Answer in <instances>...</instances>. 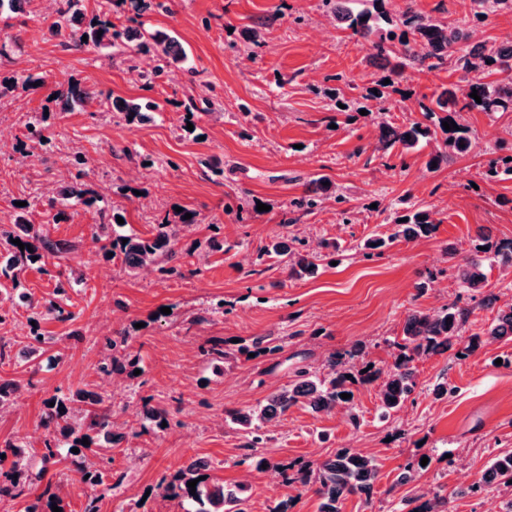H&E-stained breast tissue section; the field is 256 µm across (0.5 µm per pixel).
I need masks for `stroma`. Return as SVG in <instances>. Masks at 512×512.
<instances>
[{
  "instance_id": "stroma-1",
  "label": "stroma",
  "mask_w": 512,
  "mask_h": 512,
  "mask_svg": "<svg viewBox=\"0 0 512 512\" xmlns=\"http://www.w3.org/2000/svg\"><path fill=\"white\" fill-rule=\"evenodd\" d=\"M415 5L488 44L512 30V13L479 22L469 0ZM275 10L280 17L262 29L261 46L246 43L248 25ZM298 16L303 24H295ZM52 21L49 0L0 8V127L20 134L26 120L53 109L48 96L55 83L70 78L94 90L96 99L49 118L47 147L26 157L0 151V224L13 223L15 204L24 200L31 203L28 220L48 224V204L71 177L69 159L77 151L88 160L83 181L97 207L71 210L66 221L48 224L53 239L75 250L62 261L59 278L27 269L0 323V344L8 351L0 379L18 386L0 411V442L27 445L19 466L0 464V479L20 471L26 489L0 504V512H24L29 490L49 483L61 512H86L91 503L98 512H183L159 485L173 481L189 459L206 462L209 478L247 485L248 512H275L283 502L288 512H318L314 485L296 476L316 473L341 448L368 454L379 466L371 496H346L341 512H395L401 499L418 506L437 495L447 499L440 512H505V499L477 483L492 457L512 449V340L464 358L451 349L417 359L418 387L387 419L375 382L354 385L351 414L341 407L320 414L291 407L268 429L262 448L248 447L226 416L288 386L298 368L327 376L331 356L352 348L359 354L348 369H389L408 312L455 300L457 266L474 255L478 228L494 243L512 239V180L482 177L499 143L512 145V113H466L476 144L470 153H449L440 168L427 167L424 149L393 167L373 152L379 125L421 120L418 100L461 85L460 75L409 69L399 92L367 102L383 72L366 62L363 40L338 28L320 0H152L144 26L176 36L188 53L185 67L153 86L141 77L150 57L75 49L51 33ZM23 71L44 76V86L12 85L11 77ZM340 72L347 81L342 110L329 95ZM116 97L148 98L157 109L148 121L129 124L110 110ZM205 99L219 102V109L188 116L190 101ZM366 104L370 112L360 114ZM217 167L223 176L214 175ZM322 176L346 197L354 222L345 223L340 205L328 199L282 225L289 203L318 190ZM407 196L435 211L434 234L397 240L363 257L367 238L392 234L393 205ZM101 208L121 212L125 231L141 235L175 209L194 212L195 223L177 243L187 253L183 277L165 279L152 267L133 277L105 259L92 240ZM277 234L300 238L311 250L324 242L339 250L327 252L315 276L295 279L287 263L263 252ZM213 237L220 249L207 247ZM60 281L69 285L70 319L46 316L30 326L29 303L53 300ZM484 292L498 302L475 310L469 332L487 327L498 305L512 301V271L493 266ZM34 328L47 342L32 357L26 345ZM120 332L139 372L120 374L116 387L99 366L108 354L104 337ZM259 336L271 338L274 353L254 354ZM216 341L232 353L219 367L200 353ZM441 383L455 386V396H436ZM80 391L101 397L122 426L123 438L110 451L109 492L82 482L68 457L42 460L47 400ZM150 405L166 411L170 427L156 425L146 412ZM261 457L271 468L257 469ZM409 465L416 468L414 480L398 484Z\"/></svg>"
}]
</instances>
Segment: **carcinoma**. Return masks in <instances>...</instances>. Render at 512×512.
Wrapping results in <instances>:
<instances>
[{
	"instance_id": "cac0c4a2",
	"label": "carcinoma",
	"mask_w": 512,
	"mask_h": 512,
	"mask_svg": "<svg viewBox=\"0 0 512 512\" xmlns=\"http://www.w3.org/2000/svg\"><path fill=\"white\" fill-rule=\"evenodd\" d=\"M54 21L50 25L52 32L59 34L70 30L69 38L77 47L94 46L103 48L125 47L139 54H150L154 65L141 74L149 85L163 78L171 66L182 63L187 55L179 42L172 36L144 28L139 22L135 26L117 27L112 24V0H107V11L92 16L84 21L81 0H56ZM322 8L333 19L352 34L363 38L367 45L368 59L374 65L387 71L385 78L389 84L381 87H395L406 69L434 71L453 64L455 70L473 75L466 80L465 88L456 92L446 89L437 97H422L418 107L424 121L408 125L383 123L378 127L375 150L391 155L397 147L408 153L425 144H436L431 152L429 162L438 164L448 160L443 148L450 147L458 154L468 153L474 146L469 126L462 122L464 112H512V51L480 44H467L469 35L462 28L423 14L414 0H405L402 8H392L391 0H321ZM512 12V0H470V12L477 19L489 17L500 12ZM279 18L275 10L256 21L249 28L250 43L261 46L258 40L259 28L272 25ZM87 40H82V37ZM492 80H486V76ZM477 92L481 102L470 97ZM56 98L52 102L65 112L74 102L90 103L94 97L79 83L68 79L57 84L54 90ZM157 109L156 103L149 99L112 100V111L117 117L145 121L148 113ZM454 121L458 129L445 130L442 123ZM47 116L28 122L19 145L34 149L45 145L49 139ZM70 164L76 169L71 185L57 194L50 202L51 222L66 218V209L78 204H93L91 190L81 183L86 157L80 152L72 155ZM504 176H512V160L506 157L491 158L487 161L483 177L487 181H496ZM323 198L316 193L307 194L291 201V209L310 211L321 204ZM118 213L101 210L98 213V234L95 242L102 243V248L119 260L128 275L134 276L138 270L148 264L169 277L183 276L182 259L184 255L176 247L178 225L166 220L155 225L148 236L136 233L118 234L115 226ZM403 217L394 219L397 230L390 237H374L367 240L363 249L366 256L380 249L386 242L402 239L406 242L430 236L437 224L434 212L429 208L414 204ZM18 239L29 245L33 251L21 250L13 240ZM127 243H122V240ZM0 246L9 253V259L0 266V276L11 281L12 288L20 286L19 276L30 266L41 263L47 265L51 258L61 259L74 250V246L61 240H53L43 229L20 216L10 228L0 229ZM267 252L287 259L292 275L305 277L317 270V253H305L292 247L279 236L272 238ZM37 260H32V257ZM512 267V241L490 245L483 255H474L465 259L458 266V279L467 297H459L445 308L424 312L413 310L405 318L402 329V341L394 344L395 352L390 370L380 384V401L385 411L400 409L415 391L418 382L414 371V362L423 355H433L457 348L456 355L466 357L475 349L486 343L503 339L512 340V306L498 311L496 317L483 333L464 336L470 316L476 307L488 306L492 299H477L486 280L485 266L488 259ZM66 295L63 283L56 287V299L51 301L46 312L55 314L63 320L71 317L62 306ZM127 338L120 335L117 339L105 338V346L112 351L99 367L104 375L121 373L133 367V362L126 353ZM345 357H355V352L346 351L337 355L332 361V374L327 379H320L307 369L295 372V379L288 388L271 394L267 402L246 412L234 410L229 412L231 423L246 430L248 447H264L266 428L292 406L302 403L312 411L330 412L341 406L352 408L353 399H343L341 394L353 393L354 379L347 377V372L336 369ZM86 396L76 394V398L54 396L49 399L53 406L47 409L43 423L52 429L44 440V463L54 461L58 449L83 447L82 440L103 448L120 442V438L111 433L110 415L98 408L83 414L80 423L73 422L71 403L84 401ZM206 464L201 460H191L178 472V484H168L164 492L179 497L191 505L186 512H247L248 495L246 487L238 485L227 489L217 481L210 483L202 478ZM378 467L374 458L347 448H341L325 460L318 469L314 482L318 483L317 494L320 498L319 512H340L341 501L350 494L371 495L377 478ZM197 481L195 494H190L187 483ZM478 487L490 491L512 494V450L495 456L486 466ZM24 493V487L10 480L0 483V502L13 501Z\"/></svg>"
}]
</instances>
